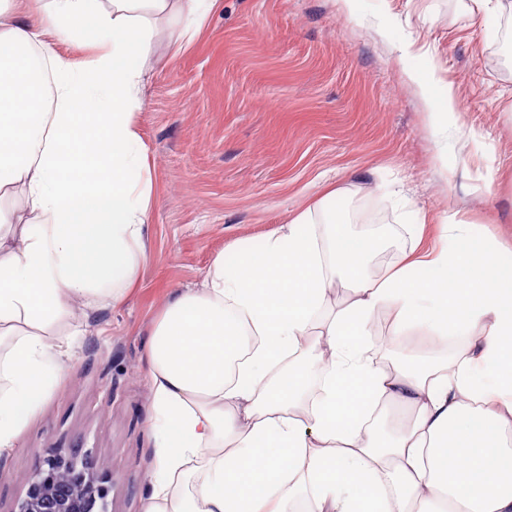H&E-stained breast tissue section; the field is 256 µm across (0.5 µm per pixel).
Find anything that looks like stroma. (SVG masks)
Wrapping results in <instances>:
<instances>
[{
  "mask_svg": "<svg viewBox=\"0 0 512 512\" xmlns=\"http://www.w3.org/2000/svg\"><path fill=\"white\" fill-rule=\"evenodd\" d=\"M472 0H219L192 41L147 59L137 122L152 195L147 258L121 305L75 303L83 330L63 379L0 456V512L52 455L79 449L112 490L107 512H143L155 436L146 347L171 292L198 287L214 257L266 237L326 191L352 233L420 244L449 211L502 245L512 265V54L488 31L512 25ZM431 69L457 97L452 129L433 126L407 68ZM376 315L375 353L426 352L421 332L393 339Z\"/></svg>",
  "mask_w": 512,
  "mask_h": 512,
  "instance_id": "obj_1",
  "label": "stroma"
}]
</instances>
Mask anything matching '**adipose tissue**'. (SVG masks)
Returning a JSON list of instances; mask_svg holds the SVG:
<instances>
[{
    "mask_svg": "<svg viewBox=\"0 0 512 512\" xmlns=\"http://www.w3.org/2000/svg\"><path fill=\"white\" fill-rule=\"evenodd\" d=\"M217 0H0V454L64 374L72 304L123 303L145 260L151 184L136 120L165 22L193 37ZM53 35L80 58L56 54ZM335 193L229 246L176 293L146 351L156 433L144 512H512V267L457 212L378 275ZM323 220H316L315 211ZM336 287L351 299L328 311ZM396 335L438 347L387 365ZM467 351L447 356L449 337ZM369 349L374 348L375 355L383 361L397 360L399 356L406 353V346H410L416 353H425L431 347L430 336H422V332H414L411 336L400 338L398 342L394 341L392 318L385 313L376 315L372 328H371ZM376 338L378 344L376 345L373 338ZM383 336H390L384 338Z\"/></svg>",
    "mask_w": 512,
    "mask_h": 512,
    "instance_id": "obj_1",
    "label": "adipose tissue"
}]
</instances>
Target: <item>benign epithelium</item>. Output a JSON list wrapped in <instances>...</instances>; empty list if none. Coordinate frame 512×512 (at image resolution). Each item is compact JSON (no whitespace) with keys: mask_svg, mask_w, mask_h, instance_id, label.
<instances>
[{"mask_svg":"<svg viewBox=\"0 0 512 512\" xmlns=\"http://www.w3.org/2000/svg\"><path fill=\"white\" fill-rule=\"evenodd\" d=\"M108 493L88 461L53 455L28 480L12 512H98Z\"/></svg>","mask_w":512,"mask_h":512,"instance_id":"benign-epithelium-1","label":"benign epithelium"}]
</instances>
